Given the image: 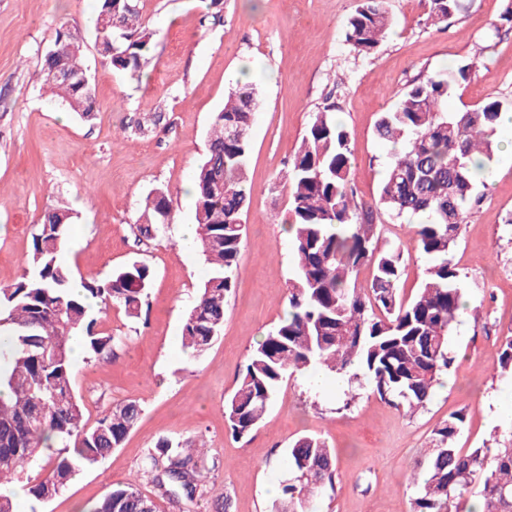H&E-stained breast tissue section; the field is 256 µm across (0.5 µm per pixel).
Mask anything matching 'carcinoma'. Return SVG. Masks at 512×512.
<instances>
[{"label": "carcinoma", "mask_w": 512, "mask_h": 512, "mask_svg": "<svg viewBox=\"0 0 512 512\" xmlns=\"http://www.w3.org/2000/svg\"><path fill=\"white\" fill-rule=\"evenodd\" d=\"M463 0H430L429 18L442 24L458 14ZM96 45L113 68L139 78L151 48L140 23L139 0H97ZM112 12V24L104 15ZM392 21L386 0H361L349 18L345 42L369 56L385 39ZM73 52L44 55L42 78L61 102L84 121L97 112L92 81L56 79V72L84 63L81 36L67 26L55 31ZM470 75V66L429 77L404 92L381 115L375 136L394 146L373 203L357 198L351 182V132L330 110L315 114L288 166L287 224L294 261L289 279L288 315L257 342L224 403V415L237 438L263 420L285 378L316 369L338 376L351 387L367 386L406 415L424 409L441 376L453 362L448 337L460 319H478L459 288L460 271L452 252L470 211L478 203L476 181L498 148L494 136L502 101L448 111V92ZM257 100L255 88L230 91L215 114L204 158L193 174L197 237L195 249L207 276L186 313L182 345L194 356L205 352L224 326L227 296L235 287L242 245V219L251 189L245 177ZM241 129L229 138L228 127ZM386 210L418 216L413 241L429 259L417 293H400L403 249L383 247L375 216ZM170 199L158 189L146 197L136 225L137 237L166 233ZM72 213L45 211L32 236L29 265L13 283L0 288V332L12 336L9 353H0V484L19 470L42 461V449L54 440L47 475L28 487L38 501L55 496L73 476L121 446L142 408L128 401L108 409L89 427L73 387L71 341L83 338L99 361L114 356L119 338L96 328L86 301L124 309L140 318L153 277L149 265L135 261L105 280L82 282L71 291L72 274L58 255L66 243ZM373 268L371 295L356 287L355 274ZM498 369L512 373V335L503 337ZM465 422L454 413L434 431L433 447L417 462L409 479L411 512H467L465 491L479 482L480 512H512V443L503 448L456 446ZM206 444L199 439H161L143 462L159 496L174 503L200 496V462ZM334 449L318 435H303L288 449V478L270 512H316L317 499L334 489ZM159 512L157 501L133 484L112 488L89 512Z\"/></svg>", "instance_id": "obj_1"}]
</instances>
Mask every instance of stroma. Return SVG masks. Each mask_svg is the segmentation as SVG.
<instances>
[{
  "instance_id": "1",
  "label": "stroma",
  "mask_w": 512,
  "mask_h": 512,
  "mask_svg": "<svg viewBox=\"0 0 512 512\" xmlns=\"http://www.w3.org/2000/svg\"><path fill=\"white\" fill-rule=\"evenodd\" d=\"M359 0H140L151 53L134 80L103 63L87 19L93 0H0V287L26 267L43 212L71 209L60 262L73 280L108 278L134 260L154 272L149 307L128 318L112 307L95 310L99 330L119 338L114 358L82 355L74 389L87 425L130 400L142 415L120 448L85 470L54 498L29 501L30 512H89L113 486L156 490L143 476L145 454L159 439L203 437L220 466L208 472L195 512H269L272 482L287 478L288 448L304 434L336 450V487L319 512H410L407 477L432 446L433 432L451 413L465 411L462 449L512 439V419L501 411L512 398V374L497 368L502 336L512 331V154L498 151L476 191L481 203L463 224L453 258L461 286L480 321L463 320L449 338L454 362L448 385L409 417L371 390H357L339 410L338 385L315 391L297 375L285 380L264 420L243 439L224 416L257 340L288 310L292 253L285 233V175L317 112L330 107L352 133V182L373 202L390 149L375 136L382 112L413 84L469 64L471 76L454 86L457 110L496 95L512 101V30L496 34L512 0H464L447 26L433 24L428 0H387L393 28L368 57L352 52L343 32ZM79 29L99 110L84 122L43 85L40 69L56 28ZM248 82L260 108L251 131L243 213L245 234L224 327L201 356L181 346L183 319L205 279L199 254L178 244L181 225L195 221L183 196L206 149L207 131L229 88ZM161 120L147 136L131 135L137 121ZM169 192L164 238L136 242L145 197ZM383 240L402 244L400 290L416 292L428 265L407 219L378 211Z\"/></svg>"
}]
</instances>
